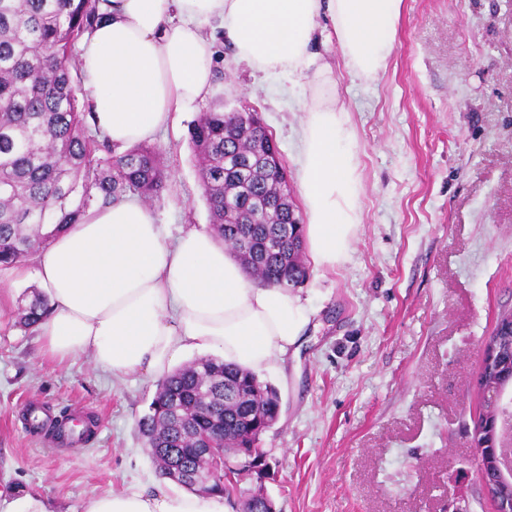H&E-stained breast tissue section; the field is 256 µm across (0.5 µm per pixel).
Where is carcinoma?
Instances as JSON below:
<instances>
[{
	"instance_id": "carcinoma-1",
	"label": "carcinoma",
	"mask_w": 512,
	"mask_h": 512,
	"mask_svg": "<svg viewBox=\"0 0 512 512\" xmlns=\"http://www.w3.org/2000/svg\"><path fill=\"white\" fill-rule=\"evenodd\" d=\"M105 0H0V268L10 269L96 205L164 190L162 153L138 144L119 154L89 134L86 107L72 85L75 44L108 18ZM251 112L213 110L191 127L200 183L215 235L263 286L296 287L308 278L303 224L284 196L287 171L259 163L270 141ZM48 307L35 298L17 324L34 328ZM278 391L255 373L203 357L159 384L139 430L160 476L194 491L210 468L197 449L224 426V498L237 490L239 448H255L277 421Z\"/></svg>"
}]
</instances>
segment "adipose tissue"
Returning a JSON list of instances; mask_svg holds the SVG:
<instances>
[{
	"instance_id": "ef3b65f1",
	"label": "adipose tissue",
	"mask_w": 512,
	"mask_h": 512,
	"mask_svg": "<svg viewBox=\"0 0 512 512\" xmlns=\"http://www.w3.org/2000/svg\"><path fill=\"white\" fill-rule=\"evenodd\" d=\"M109 18L81 45L92 122L113 146L153 139L174 114L211 90L219 21L237 58L263 73L302 74L320 19L345 64L370 78L396 49L402 0H110ZM296 160L309 257L343 261L361 222L358 163L349 116L335 94L313 87ZM36 278L49 309L41 350L64 361L89 356L122 377L168 375L191 351L251 371L273 369L298 349L313 310L301 292L256 287L224 243L195 228L172 235L135 198L91 209L15 267ZM82 512H224L222 496L132 484L87 500Z\"/></svg>"
}]
</instances>
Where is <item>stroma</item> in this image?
I'll use <instances>...</instances> for the list:
<instances>
[{"label":"stroma","mask_w":512,"mask_h":512,"mask_svg":"<svg viewBox=\"0 0 512 512\" xmlns=\"http://www.w3.org/2000/svg\"><path fill=\"white\" fill-rule=\"evenodd\" d=\"M210 29L209 95L153 141L168 185L149 208L175 234L210 227L190 128L217 105L259 113L300 193L295 161L316 70L252 72L219 22ZM396 40L372 79L349 73L337 43L314 47L349 113L361 224L336 269H311L300 287L315 315L298 354L257 374L281 397L258 442L271 467L244 477L227 512L260 488L277 512H493L470 427L482 343L512 308V0H403ZM37 292L0 270V488L81 512L91 498L158 481L137 427L157 379L42 355L15 318ZM31 404L50 422L92 417L94 434L56 444L29 428Z\"/></svg>","instance_id":"1"}]
</instances>
